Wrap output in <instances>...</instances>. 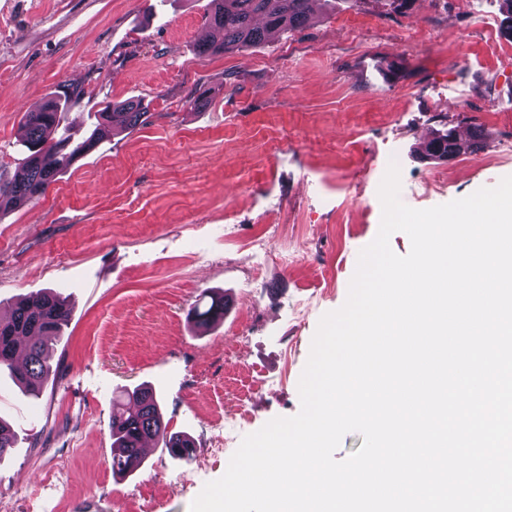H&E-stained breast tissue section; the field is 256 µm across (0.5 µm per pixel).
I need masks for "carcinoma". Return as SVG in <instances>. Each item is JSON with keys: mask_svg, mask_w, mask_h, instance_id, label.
Here are the masks:
<instances>
[{"mask_svg": "<svg viewBox=\"0 0 512 512\" xmlns=\"http://www.w3.org/2000/svg\"><path fill=\"white\" fill-rule=\"evenodd\" d=\"M312 0H212L208 24L216 33L199 46V54L209 56L231 49L263 42L275 31H293L304 27L310 19ZM501 30L512 39V0H500ZM62 107L51 97L35 112L23 116V141L28 151L21 167L10 179H0V212L27 204L41 195L57 180L72 160L90 151L115 128H132L145 121L142 104L127 101L107 106L98 113V124L91 135L80 142L68 135L52 142L51 131L60 124ZM440 128L419 148L424 160L460 156L479 150L484 144L483 130L477 126L467 138L445 120ZM205 307L194 305L187 320L196 327H209L224 319L227 301L221 293L212 292ZM70 311L60 295L41 291L21 298L8 313L0 312V370H7L24 392L37 395L48 378L46 351L58 340L68 324ZM130 406L118 404L112 410V471L128 474L143 463L142 443L152 439L177 460L192 455L194 442L185 434L171 433L163 424L155 390L138 386L127 393ZM15 447V435L0 420V459Z\"/></svg>", "mask_w": 512, "mask_h": 512, "instance_id": "carcinoma-1", "label": "carcinoma"}]
</instances>
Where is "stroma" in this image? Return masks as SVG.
Masks as SVG:
<instances>
[{
	"mask_svg": "<svg viewBox=\"0 0 512 512\" xmlns=\"http://www.w3.org/2000/svg\"><path fill=\"white\" fill-rule=\"evenodd\" d=\"M211 0H0V177L27 150L25 112L78 91L61 126L80 139L106 105L146 124L115 131L39 199L0 213V302L55 289L71 317L38 398L0 373V512H189L239 436L296 415L321 317L346 301L377 236L379 186L426 209L512 176V41L499 0H315L310 23L209 57ZM208 91V104L190 101ZM483 149L446 162L413 148L439 117ZM223 323L191 327L204 291ZM147 384L196 450L145 451L112 472V398Z\"/></svg>",
	"mask_w": 512,
	"mask_h": 512,
	"instance_id": "1",
	"label": "stroma"
}]
</instances>
